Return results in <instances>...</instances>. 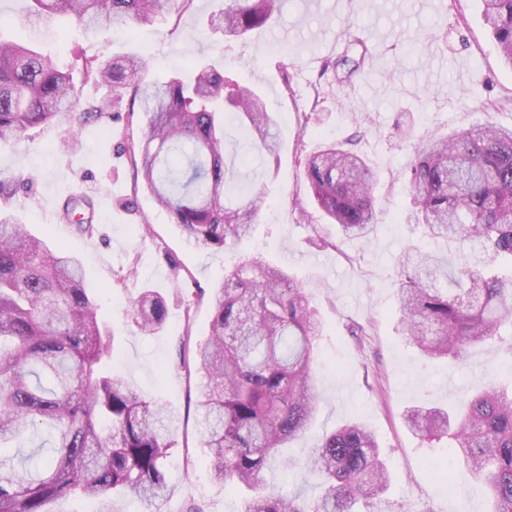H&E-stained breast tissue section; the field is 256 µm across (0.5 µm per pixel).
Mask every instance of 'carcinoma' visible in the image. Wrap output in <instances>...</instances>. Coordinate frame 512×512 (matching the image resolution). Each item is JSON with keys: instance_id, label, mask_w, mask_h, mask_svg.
<instances>
[{"instance_id": "cac0c4a2", "label": "carcinoma", "mask_w": 512, "mask_h": 512, "mask_svg": "<svg viewBox=\"0 0 512 512\" xmlns=\"http://www.w3.org/2000/svg\"><path fill=\"white\" fill-rule=\"evenodd\" d=\"M44 19L68 18L89 34L100 27L132 29L179 13L193 0H32ZM483 15L505 65L512 68V0H483ZM282 0H227L224 37L238 39L265 26ZM346 49L333 62L336 84L365 68L368 49ZM141 55L83 61L80 83L110 88L112 96L83 108L73 76L48 54L0 37V144L27 129L65 117L79 131L90 118L130 96L146 118L144 139L118 129L111 136L134 175L186 239L227 249L251 231L260 196L235 190L224 154V113L250 134L251 150H279L277 121L261 96L207 65L184 79L146 81ZM309 190L323 214L348 239L369 235L377 222L375 174L361 155L334 143L305 157ZM406 179L415 210L409 220L433 240L467 247L451 277L435 285L439 268L411 246L396 280L402 330L430 360L464 361L467 348L512 331V128L492 124L424 139ZM89 196H70L61 218L85 234L94 224ZM209 338L185 368L205 380L196 415L214 480L246 495L244 512H384L388 473L375 433L351 419L311 450L308 469L320 481L311 500L285 497L268 486L265 466L314 419V342L323 325L306 289L288 271L253 255L224 271L209 296ZM168 315L164 296L146 288L129 317L145 335ZM109 333L85 288L82 264L51 250L11 216H0V447L24 448L41 430L52 437L44 464L0 460V512H47L50 501L73 493L118 512L131 495L152 504L167 498L168 458L181 418L141 397L103 364ZM407 428L417 437L447 439L469 476L487 489L490 512H512V388L488 386L452 409L415 405Z\"/></svg>"}]
</instances>
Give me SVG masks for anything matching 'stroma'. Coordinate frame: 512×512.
Instances as JSON below:
<instances>
[{"mask_svg": "<svg viewBox=\"0 0 512 512\" xmlns=\"http://www.w3.org/2000/svg\"><path fill=\"white\" fill-rule=\"evenodd\" d=\"M224 0H194L180 17L166 16L125 35L89 37L68 23L46 22L31 0H0V35L50 53L63 68L77 57L145 55L149 77L199 64L220 63L257 90L279 120L277 157L248 156L243 128L224 123L229 151L247 154L237 184L263 192L252 234L232 250L189 244L167 214L136 182L107 129L115 112L101 114L73 135L68 122L28 129L0 146V174L19 178L0 211L34 236L79 257L97 316L112 336L111 367L144 397L182 412L170 462L173 491L146 505L117 501L118 512H243L241 494L214 481L194 417L201 381L180 363L183 348L208 334V296L225 269L259 254L288 271L308 291L324 326L315 342L320 404L301 437L283 450L288 465L271 463L268 485L282 494L313 497L318 480L302 462L323 435L351 417L376 433L391 476L395 512H487L481 484L469 477L447 441L428 442L405 426L416 404L454 407L488 381H512V338L468 349L454 366L425 359L404 340L395 282L409 244L454 266L460 251L436 244L410 225L413 207L405 174L421 138L446 135L476 122L512 127V70L503 66L482 16L480 0H284L281 14L228 41L218 24ZM362 37L372 56L353 83L337 85L332 62L349 35ZM79 137L78 149L67 146ZM353 140L377 174L378 220L370 239L341 238L311 200L302 159L324 144ZM94 198L93 236L58 216L66 197ZM155 288L168 317L153 336L127 315L131 299ZM362 324L355 343L346 326Z\"/></svg>", "mask_w": 512, "mask_h": 512, "instance_id": "1", "label": "stroma"}]
</instances>
